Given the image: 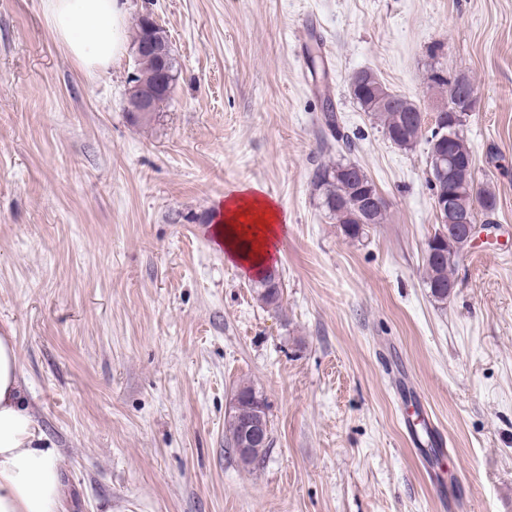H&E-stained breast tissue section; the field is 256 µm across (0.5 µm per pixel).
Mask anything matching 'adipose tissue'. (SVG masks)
<instances>
[{"instance_id": "adipose-tissue-1", "label": "adipose tissue", "mask_w": 512, "mask_h": 512, "mask_svg": "<svg viewBox=\"0 0 512 512\" xmlns=\"http://www.w3.org/2000/svg\"><path fill=\"white\" fill-rule=\"evenodd\" d=\"M48 25L84 70L109 67L125 50L126 0H45ZM211 228L225 259L247 271L271 266L287 217L256 184L226 196ZM60 455L27 398L13 337L0 335V512H64Z\"/></svg>"}]
</instances>
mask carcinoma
I'll list each match as a JSON object with an SVG mask.
<instances>
[{
	"mask_svg": "<svg viewBox=\"0 0 512 512\" xmlns=\"http://www.w3.org/2000/svg\"><path fill=\"white\" fill-rule=\"evenodd\" d=\"M157 72L156 59L145 55L138 62L135 83L149 89L156 81ZM454 83V90L450 91L448 77L441 68L434 66L428 70V88L446 95L448 111L457 115L454 125L448 127V132L454 137L453 153L460 161L472 163L474 158L462 134V127L467 113L472 111L470 100L475 94V84L464 74L455 75ZM350 93L360 108L377 120L387 139L394 145L409 149L423 136L424 123L419 118L417 104L402 94L388 91L373 71H359L358 78L350 84ZM322 120L334 139L343 141L346 148H351L348 136L341 133L335 105L328 96L323 100ZM428 183L434 192L444 189L457 194L456 206L459 210L471 208L478 215L494 216L497 205L495 194L477 184L468 169L461 167L456 177L446 180L432 172ZM312 186L319 206L340 224L347 238L358 239L363 236L365 225L382 224L386 220V208L369 210L368 200L378 194V190L365 171L355 163L329 162L319 165L313 172ZM470 245L471 241L464 236L452 234L443 244L445 255L441 261L423 262L424 283L435 300H448V294L456 286L454 274L460 258ZM275 279V274L263 269L252 280L257 297L273 310L278 309L281 302ZM236 394L240 418L253 415L258 402L257 392L251 386L243 385Z\"/></svg>",
	"mask_w": 512,
	"mask_h": 512,
	"instance_id": "1",
	"label": "carcinoma"
}]
</instances>
